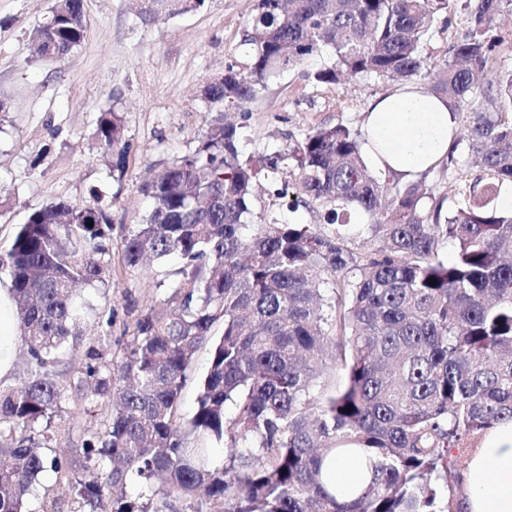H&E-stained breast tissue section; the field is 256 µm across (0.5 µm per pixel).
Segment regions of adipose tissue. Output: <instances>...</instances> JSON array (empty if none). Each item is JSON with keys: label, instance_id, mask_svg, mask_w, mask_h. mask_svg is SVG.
Segmentation results:
<instances>
[{"label": "adipose tissue", "instance_id": "obj_1", "mask_svg": "<svg viewBox=\"0 0 512 512\" xmlns=\"http://www.w3.org/2000/svg\"><path fill=\"white\" fill-rule=\"evenodd\" d=\"M457 123L444 98L399 85L374 98L365 114V157L381 175L410 182L448 158ZM19 323L11 290L0 286V381L9 379ZM464 512H512V426L489 430L463 472Z\"/></svg>", "mask_w": 512, "mask_h": 512}]
</instances>
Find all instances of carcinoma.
<instances>
[{"mask_svg": "<svg viewBox=\"0 0 512 512\" xmlns=\"http://www.w3.org/2000/svg\"><path fill=\"white\" fill-rule=\"evenodd\" d=\"M508 6L465 0L461 30L432 65L422 46L453 29L457 0H257L241 41L250 62L205 90L204 138L144 184L153 206L128 228L121 260L180 263L165 306L141 310L109 359L96 342L112 317L82 294L110 278L108 212L64 200L32 212L0 259L28 354L25 385L0 384V512H462L460 451L512 424V212L499 207L512 184V70L499 60L512 41L489 35ZM46 20L31 42L61 61L84 38L82 0H55ZM324 50L330 63L307 74L315 85L369 77L448 99L465 129L444 163L452 206L422 181L378 176L362 132L341 121L241 152L224 105L255 100L271 76ZM433 67L441 78L429 82ZM123 131L120 113H100L118 168ZM283 171L294 204L324 224L282 218L276 189L244 234L261 182ZM448 239L449 262L438 257ZM86 339L72 375L69 349ZM202 348L209 367L186 418ZM71 405L103 414L79 464L44 452ZM342 456L367 460L365 487L328 485ZM47 471L69 497L31 509ZM208 362V351L206 349H202L196 354L191 365L186 387L184 388L181 397V405L186 417H190L193 412L197 385L207 370Z\"/></svg>", "mask_w": 512, "mask_h": 512, "instance_id": "obj_1", "label": "carcinoma"}]
</instances>
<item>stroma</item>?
I'll list each match as a JSON object with an SVG mask.
<instances>
[{
	"label": "stroma",
	"mask_w": 512,
	"mask_h": 512,
	"mask_svg": "<svg viewBox=\"0 0 512 512\" xmlns=\"http://www.w3.org/2000/svg\"><path fill=\"white\" fill-rule=\"evenodd\" d=\"M54 0H0V257L19 224L67 200L105 208L112 219V278L90 290L112 315V353L132 335L129 304L161 305L166 269L121 261L124 234L152 207L142 186L156 165L195 149L205 130L204 89L228 66L249 62L241 44L256 0H83L85 33L64 61L33 55L29 33ZM271 78L247 115L230 110L243 152L285 147L321 124L362 127L365 110L389 84L373 79L318 87L304 78L327 62ZM120 112L128 145L123 168L101 148L96 120Z\"/></svg>",
	"instance_id": "obj_1"
}]
</instances>
